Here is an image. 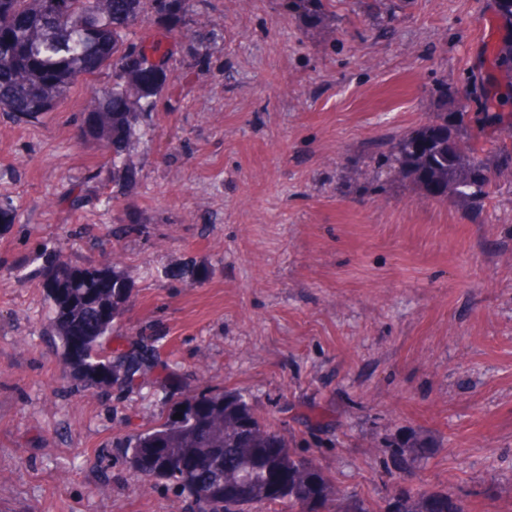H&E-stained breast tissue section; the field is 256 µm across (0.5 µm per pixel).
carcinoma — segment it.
<instances>
[{
    "label": "carcinoma",
    "mask_w": 512,
    "mask_h": 512,
    "mask_svg": "<svg viewBox=\"0 0 512 512\" xmlns=\"http://www.w3.org/2000/svg\"><path fill=\"white\" fill-rule=\"evenodd\" d=\"M292 12L309 25L325 18L324 0H289ZM175 17L182 0H0V112L35 119L51 112L80 82L88 101L79 137L110 155L112 187L122 192L136 172L132 152L149 129L157 95L167 74L153 62L161 46L131 38L144 23L147 8ZM503 33L490 50L487 86L469 91L480 112L455 105L456 90L442 83L435 90L437 112L418 128L378 145L394 181L429 199H456L483 209L501 179L512 180V112H488L489 103L512 99V0H492ZM112 70V82L90 84L89 60ZM506 134L511 143L484 146L485 129ZM62 258L46 248L33 249L26 262L43 276V260ZM63 283H43L52 303L51 334L70 367V391L83 397L133 381L130 351L122 349L119 320L132 298L127 281L116 272L103 278L92 266H70ZM181 418H175V414ZM234 423L224 435L211 432L210 421ZM429 436L403 429L386 438L384 467L407 473L433 454ZM100 467L120 465L154 485L172 488L189 500L194 512H371L363 501H350L335 481L304 453L292 449L281 431L265 423L242 392L201 386L189 393L175 386L166 414L124 445L112 458L97 454ZM210 472L198 484L201 468ZM304 472L308 481L300 483ZM379 512H469L466 500L446 491L405 487L387 497Z\"/></svg>",
    "instance_id": "cac0c4a2"
}]
</instances>
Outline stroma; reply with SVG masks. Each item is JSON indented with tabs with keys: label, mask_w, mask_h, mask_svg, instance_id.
<instances>
[{
	"label": "stroma",
	"mask_w": 512,
	"mask_h": 512,
	"mask_svg": "<svg viewBox=\"0 0 512 512\" xmlns=\"http://www.w3.org/2000/svg\"><path fill=\"white\" fill-rule=\"evenodd\" d=\"M185 0L135 182L77 137L75 87L51 112H0V512H186L95 451L160 419L153 375L123 396L66 388L49 302L25 259L72 264L89 235L133 288L120 326L155 339L183 384L248 394L348 494L384 505L403 479L376 452L399 428L434 455L414 486L512 512V185L483 210L378 173L374 147L428 122L498 37L488 0ZM206 32V62L183 34ZM89 186L79 209L74 185ZM145 233L113 239L121 224ZM289 4L291 11L302 16L309 25H322L326 10L324 0H290Z\"/></svg>",
	"instance_id": "stroma-1"
}]
</instances>
